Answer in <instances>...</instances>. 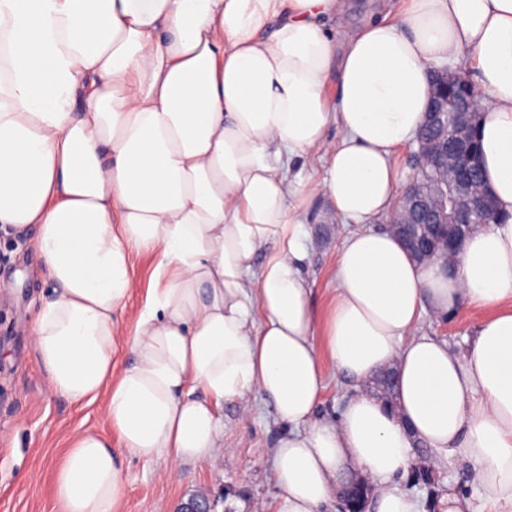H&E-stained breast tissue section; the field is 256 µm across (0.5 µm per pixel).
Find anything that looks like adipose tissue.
Wrapping results in <instances>:
<instances>
[{"instance_id":"adipose-tissue-1","label":"adipose tissue","mask_w":512,"mask_h":512,"mask_svg":"<svg viewBox=\"0 0 512 512\" xmlns=\"http://www.w3.org/2000/svg\"><path fill=\"white\" fill-rule=\"evenodd\" d=\"M350 9L0 0V229H36L52 290L31 342L50 391L103 400L114 432L69 433L57 512H117L123 456L217 458L224 403L251 391L288 427L271 512H323L351 471L374 512H418L400 486L418 443L485 491L441 512H512V0H407L336 40L326 22ZM455 63L480 92L483 181L508 218L474 227L451 264H420L370 223L392 211L433 67ZM319 153L322 180L288 179ZM318 196L355 222L322 315L303 274ZM137 249L157 263L128 328ZM463 304L484 313L465 350L422 330ZM327 360L354 389L333 420L317 415ZM388 368L390 405L365 388Z\"/></svg>"}]
</instances>
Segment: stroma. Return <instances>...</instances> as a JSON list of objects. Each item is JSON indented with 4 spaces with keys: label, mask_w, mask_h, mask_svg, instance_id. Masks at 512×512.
Listing matches in <instances>:
<instances>
[{
    "label": "stroma",
    "mask_w": 512,
    "mask_h": 512,
    "mask_svg": "<svg viewBox=\"0 0 512 512\" xmlns=\"http://www.w3.org/2000/svg\"><path fill=\"white\" fill-rule=\"evenodd\" d=\"M345 228L325 200H315L304 226L307 271L317 309H324L333 286L336 247ZM50 284L27 231L0 230V512H56L52 472L66 450V435L82 429L110 435L103 400L73 403L52 394L30 343V330ZM480 311L462 307L443 320L423 315L428 333L464 349ZM282 425L264 396L224 405V445L217 461L181 462L168 479L166 459L126 457L125 496L119 512H178L189 498H209L214 512H268L278 489L273 447ZM401 487L423 506L453 490L481 502L483 489L466 465L445 464L410 472Z\"/></svg>",
    "instance_id": "obj_1"
}]
</instances>
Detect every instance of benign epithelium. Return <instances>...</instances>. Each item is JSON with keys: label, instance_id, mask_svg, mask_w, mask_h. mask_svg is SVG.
<instances>
[{"label": "benign epithelium", "instance_id": "7a95c632", "mask_svg": "<svg viewBox=\"0 0 512 512\" xmlns=\"http://www.w3.org/2000/svg\"><path fill=\"white\" fill-rule=\"evenodd\" d=\"M463 67L434 68L435 80L427 114L428 137L416 139L415 171L398 196L389 228L410 247L419 262L448 258L475 224L494 210L492 197L478 191L473 174L479 157L473 147L477 108L465 103L448 119V87L461 81ZM368 485L358 482L343 492L347 512H364Z\"/></svg>", "mask_w": 512, "mask_h": 512}]
</instances>
